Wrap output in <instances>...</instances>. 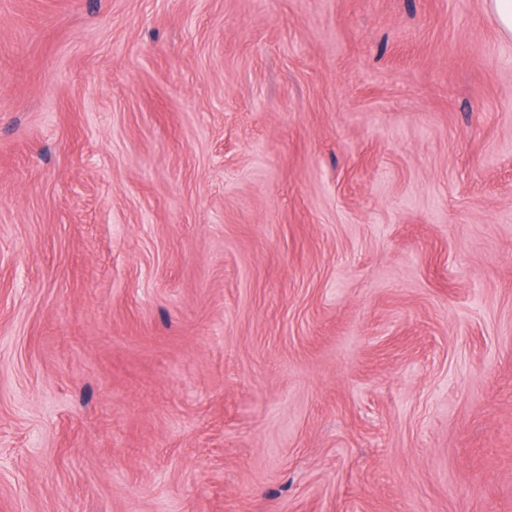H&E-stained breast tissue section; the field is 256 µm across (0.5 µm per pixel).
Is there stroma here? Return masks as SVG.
Instances as JSON below:
<instances>
[{
  "label": "stroma",
  "mask_w": 512,
  "mask_h": 512,
  "mask_svg": "<svg viewBox=\"0 0 512 512\" xmlns=\"http://www.w3.org/2000/svg\"><path fill=\"white\" fill-rule=\"evenodd\" d=\"M0 512H512L489 0H0Z\"/></svg>",
  "instance_id": "35a3bbf8"
}]
</instances>
